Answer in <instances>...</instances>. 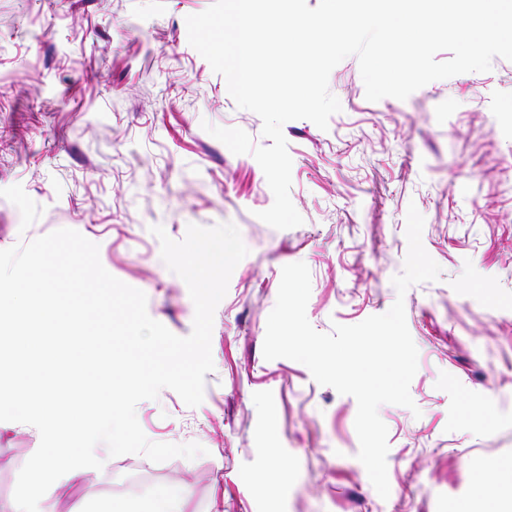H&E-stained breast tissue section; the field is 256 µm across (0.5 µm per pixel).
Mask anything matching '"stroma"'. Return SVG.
<instances>
[{
  "label": "stroma",
  "instance_id": "35a3bbf8",
  "mask_svg": "<svg viewBox=\"0 0 512 512\" xmlns=\"http://www.w3.org/2000/svg\"><path fill=\"white\" fill-rule=\"evenodd\" d=\"M209 2L0 0V249L76 230L180 337L194 304L151 226L179 241L188 225L232 223L249 250L215 311L202 403L164 389L136 407L150 441L197 443L204 455L111 458L63 483L60 507L144 512L154 491L183 484L188 512H481L480 478L512 512V484L489 468L512 462V61L371 102L357 58L344 59L329 77L341 110L328 129L283 127L304 222L277 230L258 217L274 197L257 161L204 129L268 143L260 117L236 106L188 42L186 17ZM412 204L442 272L402 296L418 350L415 406L379 408L384 499L357 458L355 398L301 363L266 360L263 343L291 263L309 268L306 314L319 332L388 311ZM39 443L31 425L0 424V508ZM276 457L288 476L271 484Z\"/></svg>",
  "mask_w": 512,
  "mask_h": 512
}]
</instances>
